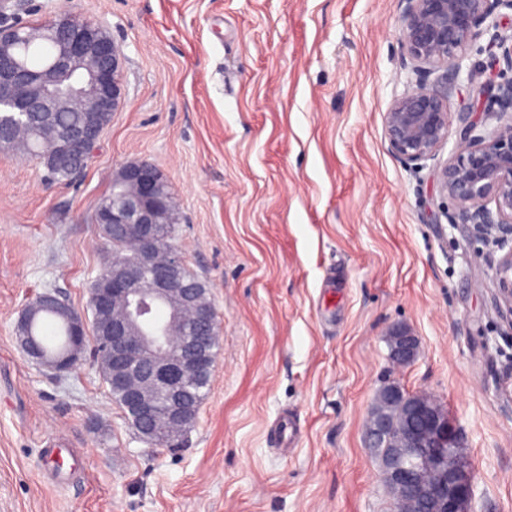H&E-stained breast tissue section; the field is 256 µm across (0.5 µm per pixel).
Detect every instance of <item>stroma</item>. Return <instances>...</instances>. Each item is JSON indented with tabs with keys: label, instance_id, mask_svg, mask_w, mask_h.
<instances>
[{
	"label": "stroma",
	"instance_id": "1",
	"mask_svg": "<svg viewBox=\"0 0 512 512\" xmlns=\"http://www.w3.org/2000/svg\"><path fill=\"white\" fill-rule=\"evenodd\" d=\"M120 48L123 98L80 179L0 152V512H395L365 425L387 379L447 410L470 512H512V320L495 253L449 223L438 162L389 152L383 114L409 79L399 0H16ZM492 32L466 44L448 102L512 79ZM174 193L171 241L205 279L219 347L184 444L140 441L85 354L58 375L16 343L51 291L85 309L109 246L96 209L126 164ZM408 325L416 360L388 359ZM79 449L44 469L49 446Z\"/></svg>",
	"mask_w": 512,
	"mask_h": 512
}]
</instances>
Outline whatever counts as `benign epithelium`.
<instances>
[{
    "label": "benign epithelium",
    "mask_w": 512,
    "mask_h": 512,
    "mask_svg": "<svg viewBox=\"0 0 512 512\" xmlns=\"http://www.w3.org/2000/svg\"><path fill=\"white\" fill-rule=\"evenodd\" d=\"M401 34L407 51L404 66L411 78L404 92L395 97L383 114L384 138L389 151L408 168H419L437 157L448 143V99L461 72L458 51L493 28L500 53L495 60L512 69V32L499 31V10H512V0H401ZM60 38L53 64L41 71L24 69L11 52L15 26L0 25V103L15 112H59L79 105L89 112L85 127L70 135L66 146L53 151L51 163H66L86 144H97L122 98V59L105 29L79 21L63 12L43 24ZM490 105L479 111L467 106L457 112L455 146L440 166L436 190L454 205L451 224H463L472 237L493 245L502 255L493 262L498 289L496 305L512 317V81L490 92ZM115 180L132 187L121 202H112L95 213L97 224L112 228V239L132 238L136 255L122 259L112 272L94 279L89 299L95 312L115 305L119 313L104 333L97 322L72 312L69 320L70 348L60 356L41 354L37 341L23 345L25 356L48 364L56 373L76 367L94 338L97 360L112 367V383L125 389V412L148 424L162 414L174 427L197 416L184 385L204 366L213 367L212 344L217 334L214 307L196 303L197 290L179 279L182 257L172 248L163 257L159 251L157 225L171 220L175 207L170 185L152 162L139 160L120 169ZM166 310L161 340L185 329L184 308L195 306V327L189 339L173 353L156 344L145 328V313L153 305ZM389 357L411 363L419 340L404 325L388 333ZM153 381L164 392V404L142 396L140 384ZM372 409L366 435L378 447L385 431ZM408 425L401 433L406 445L421 443L440 430L447 431L454 448H462L456 429L448 425L444 410L425 393L410 394L405 411ZM383 481L391 490L409 496L429 495L438 512H469L473 487L470 468L443 470L425 456L396 453L382 466Z\"/></svg>",
    "instance_id": "7a95c632"
}]
</instances>
